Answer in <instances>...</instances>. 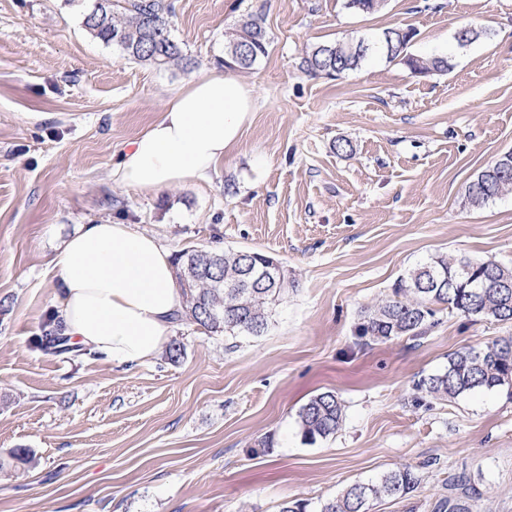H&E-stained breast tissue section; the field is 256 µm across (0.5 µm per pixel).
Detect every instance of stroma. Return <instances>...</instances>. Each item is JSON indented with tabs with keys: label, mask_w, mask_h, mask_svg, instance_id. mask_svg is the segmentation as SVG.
<instances>
[{
	"label": "stroma",
	"mask_w": 512,
	"mask_h": 512,
	"mask_svg": "<svg viewBox=\"0 0 512 512\" xmlns=\"http://www.w3.org/2000/svg\"><path fill=\"white\" fill-rule=\"evenodd\" d=\"M346 3L172 0L183 71L124 58L85 29L79 0H0V512H280L296 500L320 512L403 466L414 491L368 512H442L458 477L469 512H512V382L455 399L416 388L512 323L438 305L423 335L357 334L429 258L512 266V193L468 201L512 151V0H387L372 15ZM256 14L269 53L238 73L255 111L211 181L152 195L116 181L121 151L220 67L225 32ZM393 25L449 70L415 75L371 55L334 79L306 73L312 47ZM464 27L483 38L459 46ZM116 219L175 254H266L293 286L258 336L176 321L175 362L42 353L31 339L61 286L52 258L83 225ZM324 391L343 421L310 443L298 413Z\"/></svg>",
	"instance_id": "obj_1"
}]
</instances>
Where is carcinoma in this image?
<instances>
[{
  "mask_svg": "<svg viewBox=\"0 0 512 512\" xmlns=\"http://www.w3.org/2000/svg\"><path fill=\"white\" fill-rule=\"evenodd\" d=\"M82 13V24L89 33L123 55L159 69H184L191 60L184 54L168 28L172 11L168 0H125L122 11L114 10V0H91ZM416 32L391 27L375 41H338L320 44L304 59L305 70L313 76L327 71L341 75L355 70L372 53L389 61H399L414 74L448 69L443 57L423 58L409 52ZM269 41L263 18L251 15L227 35L224 66L249 69L268 54ZM512 191V152L501 155L480 172L468 187L474 206ZM267 256L250 251L182 250L175 259V273L191 282L183 290L185 318L212 333L259 335L268 326L273 307L288 290V276L268 279ZM512 283V267L492 260L467 257L453 261L438 256L409 271L394 289V298L378 305L358 326V335L373 339L419 336L434 315L432 306L446 305L467 316L512 322V293L501 288ZM43 352L55 355H83L85 351L69 344L61 322L49 318L43 335L34 338ZM512 381V336L480 350L462 349L448 357L441 371L424 377L416 389L434 398H457L492 390ZM302 437L313 443L338 430L343 419L342 404L331 391L312 397L299 411ZM417 484L407 467L398 468L376 481L356 483L322 506L321 512H367L368 502L380 495L405 496Z\"/></svg>",
  "mask_w": 512,
  "mask_h": 512,
  "instance_id": "obj_1",
  "label": "carcinoma"
}]
</instances>
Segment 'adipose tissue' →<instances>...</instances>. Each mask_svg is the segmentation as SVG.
I'll return each instance as SVG.
<instances>
[{"label": "adipose tissue", "mask_w": 512, "mask_h": 512, "mask_svg": "<svg viewBox=\"0 0 512 512\" xmlns=\"http://www.w3.org/2000/svg\"><path fill=\"white\" fill-rule=\"evenodd\" d=\"M254 97L239 78L212 69L192 79L124 152L112 174L125 186L157 193L209 180L237 144ZM62 291L53 311L72 345L116 365L153 358L183 309L170 251L121 221L89 224L53 259Z\"/></svg>", "instance_id": "obj_1"}]
</instances>
